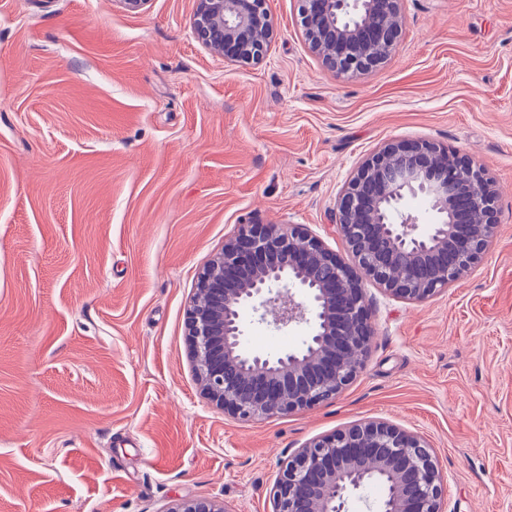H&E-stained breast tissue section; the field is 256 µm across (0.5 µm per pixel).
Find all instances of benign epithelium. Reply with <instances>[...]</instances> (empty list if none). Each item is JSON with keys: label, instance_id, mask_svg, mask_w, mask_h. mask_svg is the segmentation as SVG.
I'll return each instance as SVG.
<instances>
[{"label": "benign epithelium", "instance_id": "obj_1", "mask_svg": "<svg viewBox=\"0 0 512 512\" xmlns=\"http://www.w3.org/2000/svg\"><path fill=\"white\" fill-rule=\"evenodd\" d=\"M310 50L338 75L383 63L401 30V0H300ZM196 38L231 62L259 63L273 35L267 0H197ZM422 194L439 215L417 234L399 210ZM498 190L474 161L430 142H391L353 174L340 198L336 230L350 261L302 227L245 224L200 274L187 310L186 336L201 392L224 412L262 419L338 395L367 354L373 325L362 280L408 303L429 300L463 277L485 253L496 222ZM455 263L439 261L448 253ZM429 265L431 279L419 276ZM278 329L306 323L299 349L276 357L243 345V313ZM413 492L387 494L379 512H444L446 481L417 435L369 421L315 439L280 466L274 512H345L372 477L390 488L406 475ZM168 512H229L216 502L184 499Z\"/></svg>", "mask_w": 512, "mask_h": 512}]
</instances>
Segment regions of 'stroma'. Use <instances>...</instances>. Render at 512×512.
<instances>
[{
	"mask_svg": "<svg viewBox=\"0 0 512 512\" xmlns=\"http://www.w3.org/2000/svg\"><path fill=\"white\" fill-rule=\"evenodd\" d=\"M197 0H0V512H273L284 460L383 420L421 437L446 512H512V0H402L388 60L328 70L297 0L258 64L212 54ZM472 159L501 193L481 260L423 303L363 280L375 334L336 397L262 420L194 374L186 314L242 224L340 256L349 176L390 142ZM247 346H301L248 317ZM227 512L220 507L215 501L204 498H193L180 500L175 506L171 507L167 512Z\"/></svg>",
	"mask_w": 512,
	"mask_h": 512,
	"instance_id": "obj_1",
	"label": "stroma"
}]
</instances>
